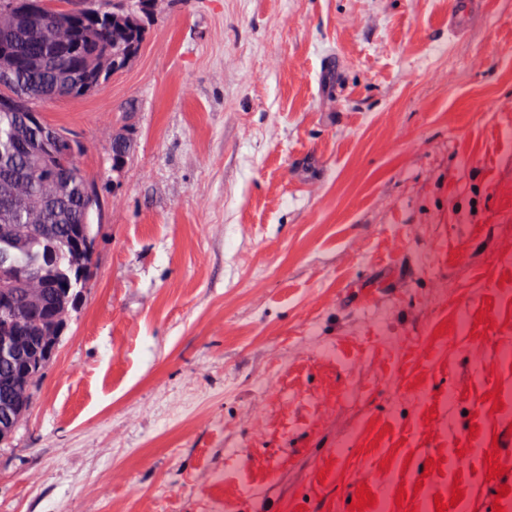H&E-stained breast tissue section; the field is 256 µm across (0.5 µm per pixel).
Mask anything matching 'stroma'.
Here are the masks:
<instances>
[{"label":"stroma","instance_id":"stroma-1","mask_svg":"<svg viewBox=\"0 0 512 512\" xmlns=\"http://www.w3.org/2000/svg\"><path fill=\"white\" fill-rule=\"evenodd\" d=\"M452 4L161 0L42 105L104 211L0 512H512V0ZM482 4V0H455L451 13L448 16V26L451 30H463L470 15Z\"/></svg>","mask_w":512,"mask_h":512}]
</instances>
